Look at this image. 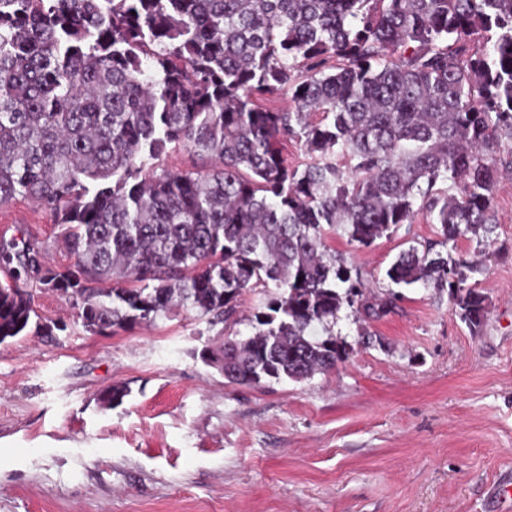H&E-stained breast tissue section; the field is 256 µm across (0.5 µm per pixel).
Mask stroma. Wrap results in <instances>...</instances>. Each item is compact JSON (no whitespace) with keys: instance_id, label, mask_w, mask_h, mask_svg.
Wrapping results in <instances>:
<instances>
[{"instance_id":"1","label":"stroma","mask_w":512,"mask_h":512,"mask_svg":"<svg viewBox=\"0 0 512 512\" xmlns=\"http://www.w3.org/2000/svg\"><path fill=\"white\" fill-rule=\"evenodd\" d=\"M499 181L482 326L447 292L385 277L442 241L429 218L367 248L332 232L366 297L397 299L378 319L342 309L349 357L302 382L235 384L200 356L250 334L259 291L228 329L183 311L96 335L32 288L41 320L68 328L0 344V512H512V167ZM62 232L31 200L0 206V241L38 242L57 267L73 262Z\"/></svg>"}]
</instances>
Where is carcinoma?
<instances>
[{"mask_svg":"<svg viewBox=\"0 0 512 512\" xmlns=\"http://www.w3.org/2000/svg\"><path fill=\"white\" fill-rule=\"evenodd\" d=\"M274 94L292 105L257 104ZM506 142L512 0H0V205L38 203L74 258L0 243V344L53 335L22 280L91 334L181 310L230 327L271 286L252 334L203 358L232 383L308 379L348 357L333 327L363 296L329 231L369 247L422 213L446 244L487 245ZM170 146L213 165L170 171ZM434 247L386 278L448 290L479 329L481 264Z\"/></svg>","mask_w":512,"mask_h":512,"instance_id":"cac0c4a2","label":"carcinoma"}]
</instances>
